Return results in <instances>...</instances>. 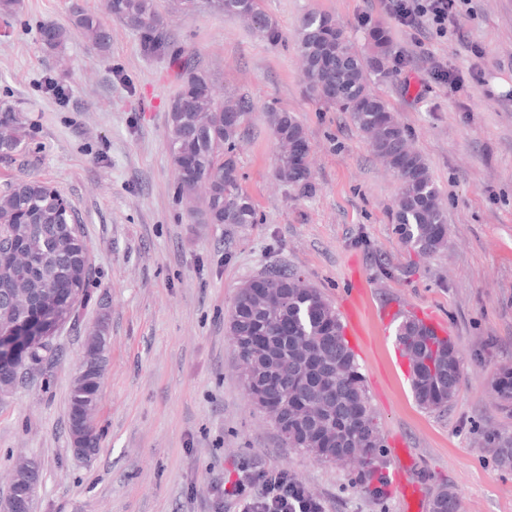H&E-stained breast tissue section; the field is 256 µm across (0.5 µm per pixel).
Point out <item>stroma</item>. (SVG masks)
Listing matches in <instances>:
<instances>
[{"label":"stroma","instance_id":"35a3bbf8","mask_svg":"<svg viewBox=\"0 0 512 512\" xmlns=\"http://www.w3.org/2000/svg\"><path fill=\"white\" fill-rule=\"evenodd\" d=\"M177 46L191 52L217 98L246 96L253 108L237 150L253 224H209L177 186L168 109L181 71L145 56L135 33L110 21L112 49L98 56L73 38L64 58L37 29L64 25L73 5L100 0H21L0 14V106L26 121L20 149L0 157V185L36 179L71 201L90 248L94 283L76 326L58 340L60 360L0 396V497L19 457L38 458L33 512H242L262 494L263 475L286 471L325 512H403L391 491L354 488L349 468L282 444L249 400L226 332L239 288L272 269L295 270L331 303L362 275L367 304L419 308L442 319L462 378L446 411L420 409L396 348L395 327L365 330L359 361L385 441L402 439L410 480L425 500L443 488L460 512H512V465L488 433L512 440V412L493 393L512 365V0H472L466 38L405 28L379 0H265L284 42L199 0L195 10L155 0ZM316 10L359 47L369 18L399 53L376 92L409 130L448 211V244L422 255L394 231L396 177L376 160L348 113L307 95L296 30ZM433 55L467 79L461 89L430 80ZM63 88L48 92L47 82ZM293 113L309 142L314 192L276 176L270 109ZM106 323L110 351L94 425L98 453L71 450L68 398L84 338Z\"/></svg>","mask_w":512,"mask_h":512}]
</instances>
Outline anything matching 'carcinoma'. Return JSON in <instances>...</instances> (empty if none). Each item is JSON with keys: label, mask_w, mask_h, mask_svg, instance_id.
I'll return each instance as SVG.
<instances>
[{"label": "carcinoma", "mask_w": 512, "mask_h": 512, "mask_svg": "<svg viewBox=\"0 0 512 512\" xmlns=\"http://www.w3.org/2000/svg\"><path fill=\"white\" fill-rule=\"evenodd\" d=\"M99 13L74 6L68 25L46 24L39 36L44 48L65 52L75 35L100 55L109 54L107 19L123 22L139 35L142 52L150 57L182 61L155 0H102ZM212 8L250 22L256 36L267 42L285 40L263 9V0H209ZM370 52L364 54L344 29L325 14L302 16L296 36L306 91L319 101L350 114L374 155L384 158L401 189L396 202L395 233L407 246L430 255L448 242L447 212L423 158L410 145L407 129L371 88V77L393 74L395 57L389 32L364 20ZM252 105L244 96L214 101L207 73L186 72L168 114V144L185 195L203 190V210L210 224H253L256 212L242 191L236 142L244 122L224 123V113L246 116ZM279 144L278 176L303 194L312 193L308 145L300 123L288 112L272 110ZM25 127L10 107H0V156L21 146ZM94 281L89 250L67 196L40 180L21 179L0 189V387L15 388L30 379L29 364L47 369L61 353L55 339L26 343L24 337L46 330V319L57 309L74 319L76 303ZM260 287L243 284L234 302L231 322L240 336L237 356L250 371L263 402L280 416L276 429L288 431V447L326 459L340 458L347 449H360L361 467L351 483L375 496L383 482L385 442L375 428L378 417L365 386L362 367L343 334L339 314L321 291L296 272L274 269L259 277ZM271 340L272 356H252L249 336L255 329ZM106 326L85 343L79 370L69 393L71 438L86 436V447L97 448L98 436L85 423L97 409L102 377L109 360ZM397 347L410 363V387L417 405L430 412L448 409L461 381L459 359L452 358L451 341L436 336L422 322L407 318L396 334ZM500 406L512 409V367L502 366L493 379ZM314 400L323 417L311 419L299 404ZM38 484L24 474L12 483L13 498L34 501ZM431 512H457V496L449 488L431 501Z\"/></svg>", "instance_id": "1"}]
</instances>
